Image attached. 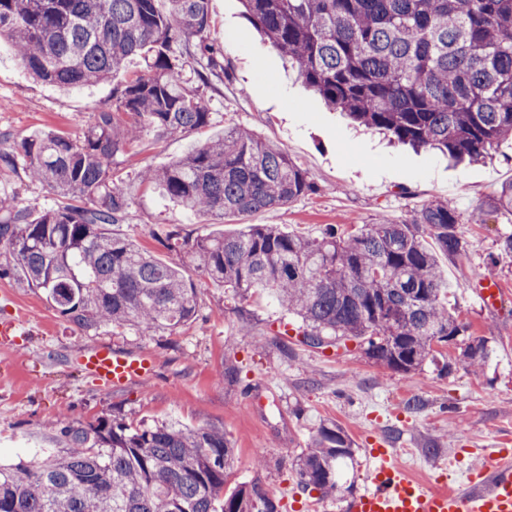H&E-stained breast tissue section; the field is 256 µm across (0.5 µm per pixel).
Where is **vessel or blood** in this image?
Wrapping results in <instances>:
<instances>
[{
  "mask_svg": "<svg viewBox=\"0 0 512 512\" xmlns=\"http://www.w3.org/2000/svg\"><path fill=\"white\" fill-rule=\"evenodd\" d=\"M473 292L484 307H498L503 289L492 278L478 280ZM85 371L104 385L120 388L147 378L154 358L100 346L82 358ZM482 464L460 484L435 490L415 481L385 443L370 449L371 482L347 512H512V448H481Z\"/></svg>",
  "mask_w": 512,
  "mask_h": 512,
  "instance_id": "b4317fda",
  "label": "vessel or blood"
}]
</instances>
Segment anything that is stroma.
I'll return each mask as SVG.
<instances>
[{
	"label": "stroma",
	"instance_id": "obj_1",
	"mask_svg": "<svg viewBox=\"0 0 512 512\" xmlns=\"http://www.w3.org/2000/svg\"><path fill=\"white\" fill-rule=\"evenodd\" d=\"M208 38L220 48L224 70L191 84L207 98L211 123L161 138L146 134L120 156L130 207L118 232L164 259L167 250L151 235L158 224L192 236L278 224L315 238L332 225L399 222L428 199L450 200L466 218L460 230L469 249L441 257V269L459 321L469 334L487 339L490 359L475 373L457 362L456 347L448 345L442 353L455 362L451 373L430 363L403 373L372 363L352 342L343 350L312 349L285 334L290 317L274 301H240L204 280L197 283L196 319L176 334L108 326L86 332L9 275L0 278V333L8 335L0 343V465L28 461L38 451L63 453V430L104 416L127 424L224 429L234 446L225 491L245 482L275 496L291 491L283 512L299 505L344 512L368 483L365 450L378 439L412 449L405 465L414 476L455 481L477 466L472 449L512 435V252L501 247L512 235V214L489 212L480 223L469 219L478 204L512 181V148L504 147L491 163L452 165L437 152L394 147L381 134L354 128L286 68L253 29L241 0H211ZM112 85L63 89L37 81L1 43L0 148L12 149L44 131L83 138L95 113L111 106ZM232 127L286 146L312 192L281 208L206 224L140 182L143 169L166 166ZM5 194L34 213L55 201L23 166L0 163V196ZM486 275L505 286L506 297L494 310L484 308L471 289L473 280ZM101 345L151 352L152 378L117 390L104 386L77 362ZM230 366L236 370L232 378L225 374ZM330 422L349 435L355 453L338 491L324 497L299 488L295 464L312 435Z\"/></svg>",
	"mask_w": 512,
	"mask_h": 512
}]
</instances>
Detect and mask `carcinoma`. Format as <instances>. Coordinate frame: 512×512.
Wrapping results in <instances>:
<instances>
[{"mask_svg": "<svg viewBox=\"0 0 512 512\" xmlns=\"http://www.w3.org/2000/svg\"><path fill=\"white\" fill-rule=\"evenodd\" d=\"M0 0L6 38L33 77L67 88L107 82L130 60L148 71L112 88L84 138L44 132L0 150L64 204L37 215L0 199V254L68 323L90 331L132 326L170 334L198 314L194 277L245 298L271 296L299 321L300 343L355 341L370 360L416 371L436 347L466 335L448 308L440 256L467 252L460 214L435 198L409 220L341 225L319 239L274 224L152 237L159 259L115 226L130 196L118 158L146 133L199 130L211 121L186 68L224 70L208 43L210 0ZM253 27L324 102L352 121L414 149L454 161L492 158L512 143V0H242ZM139 179L208 220L283 207L313 189L288 149L233 127L186 157ZM512 212V182L486 210ZM433 244H428L426 238ZM487 363V340L470 336L459 354ZM60 456L0 466V512H279L274 497L242 484L224 494L233 446L223 430L101 417L66 429ZM353 442L322 425L297 463L298 485L328 496Z\"/></svg>", "mask_w": 512, "mask_h": 512, "instance_id": "carcinoma-1", "label": "carcinoma"}]
</instances>
